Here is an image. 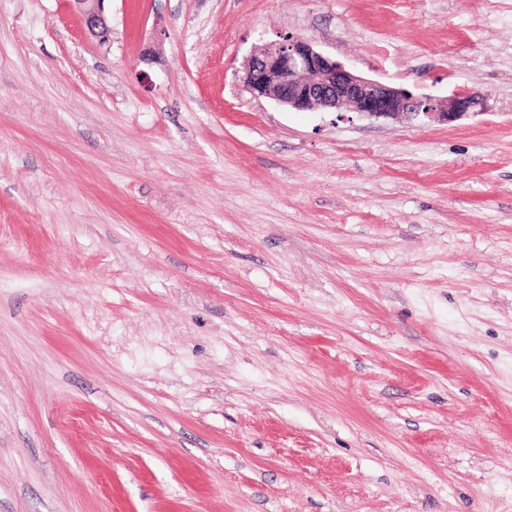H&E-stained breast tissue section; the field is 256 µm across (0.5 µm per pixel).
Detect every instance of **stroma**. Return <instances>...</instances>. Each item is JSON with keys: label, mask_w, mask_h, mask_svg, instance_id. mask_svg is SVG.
I'll return each instance as SVG.
<instances>
[{"label": "stroma", "mask_w": 512, "mask_h": 512, "mask_svg": "<svg viewBox=\"0 0 512 512\" xmlns=\"http://www.w3.org/2000/svg\"><path fill=\"white\" fill-rule=\"evenodd\" d=\"M0 0V512H512V0ZM293 35L451 123L247 92ZM107 0H75L77 8L87 31L100 39L110 32L108 17L105 13L104 2Z\"/></svg>", "instance_id": "1"}]
</instances>
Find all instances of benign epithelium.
Wrapping results in <instances>:
<instances>
[{"instance_id": "obj_1", "label": "benign epithelium", "mask_w": 512, "mask_h": 512, "mask_svg": "<svg viewBox=\"0 0 512 512\" xmlns=\"http://www.w3.org/2000/svg\"><path fill=\"white\" fill-rule=\"evenodd\" d=\"M104 2L75 0L85 28L101 39L110 32ZM243 84L253 95L272 98L297 111L349 109L374 120L423 116L452 123L484 100L471 92L436 100L363 77L298 36H288L251 56L244 65Z\"/></svg>"}]
</instances>
